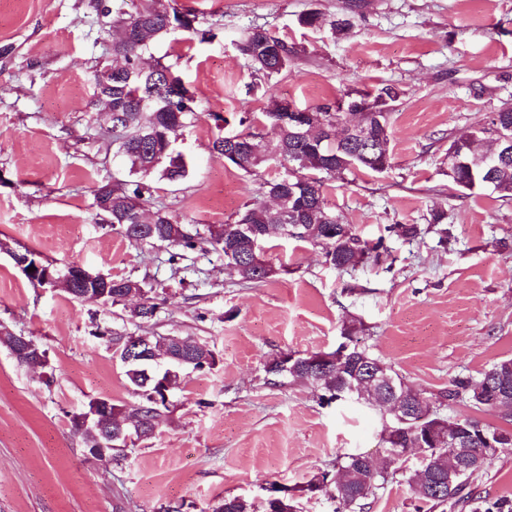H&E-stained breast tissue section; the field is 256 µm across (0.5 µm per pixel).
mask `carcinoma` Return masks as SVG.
<instances>
[{
  "label": "carcinoma",
  "mask_w": 512,
  "mask_h": 512,
  "mask_svg": "<svg viewBox=\"0 0 512 512\" xmlns=\"http://www.w3.org/2000/svg\"><path fill=\"white\" fill-rule=\"evenodd\" d=\"M121 39L112 46V83L105 87L96 85L97 94L112 104V114L117 116L119 127L112 128L113 142L118 144V151L125 159L129 173L137 176L135 180L114 181L99 185L112 193V212L105 216L112 224L119 226L124 236L139 245H166L177 248L170 254L172 264L183 258V251L194 250L201 244L209 245L214 252L226 258V263L233 267L240 280L247 283H262L274 273L273 268L263 259V245L274 236L283 235L284 225L295 226L292 238L308 242L322 249L325 261L339 271H347L364 264L368 259L379 258V246H372L362 240L349 224L340 222L327 205L325 181L336 174L348 171L343 167L336 169V156L346 152V148L328 139L325 134L308 135L302 139L286 137L288 154L272 153L261 159L259 154L251 153V134H245L243 142L237 144L239 160L233 166L246 172L268 162L274 161L283 168L277 177L268 183L283 186L286 172L284 168L291 165L298 176L320 177L317 187L308 191V198L302 207L284 216L262 204L252 203L244 206L236 214L232 224H203L188 229L178 223L166 211L159 209L150 223L142 226L139 214L152 195L151 180L154 177L169 182H179L188 174L186 161L174 153L172 135L187 124L197 112V104L186 106L180 89L181 78L175 75L173 66L157 64L145 71L140 67L141 55L149 49L150 44L175 30L194 29L196 16L182 12L176 7L157 9L144 6L136 14L120 20ZM240 52L247 57L254 71L267 77L279 74L288 67L293 50L278 39H274L262 28L247 32L239 43ZM365 102V97L355 100L338 101L319 107L320 115L333 120L344 116L343 109L351 103ZM288 103L271 101L262 112L263 120L273 126L284 112ZM473 166L458 169L450 181L461 191L491 188L503 197H512V156L498 158V148L478 154L464 152ZM496 160L494 171L487 165ZM390 165L389 150L378 154L373 151L360 157L357 169L379 172ZM493 173L492 183L484 184L483 175ZM111 281L108 300L117 303L124 299L131 288L138 294H145L142 284L125 277H109ZM355 328L344 329L343 335L350 339L348 360L341 368L317 371L307 364V357L297 356L293 361L284 363L281 358L266 364L265 371L273 383L289 377L324 391L321 401H332L336 394L346 389L351 391L355 402L379 405V398L387 395L383 385L373 388L364 386L365 370L373 368L384 372V376L400 397L416 400L419 394L408 386L391 366L375 357L370 347L358 344L353 339ZM198 361L193 365L181 363L176 359L164 358L167 367L159 373L152 372L155 362L151 360L126 362L125 376L133 392L138 396L136 410L144 418L143 433L152 436L155 423L162 410L167 408V400L158 386L161 379L177 382L180 371L188 366L194 370H203L215 365L213 353L204 345L196 346ZM509 374L512 378V358L501 359L479 373L476 378L457 377L452 381L448 391L438 397H429L433 412L423 419L421 414L410 418V422L398 425L406 439H411L412 447L448 443V432L454 427H462L469 447L484 446V436L503 431L499 425L483 423L472 418H451L441 413L445 401L466 400L477 409L489 412L498 418L512 423V401H496L491 390L496 388L501 375ZM72 427L84 441L88 451L100 447L104 442L102 430L95 427L81 428L77 422ZM388 465L380 471L370 472L355 458V453L344 452L336 456L332 468L315 475L305 486L309 493L325 492L336 503V512H350L361 502L377 494L386 481ZM448 450L442 449L435 456L420 460V467L415 472V479L430 482L428 491L419 495V500L433 507L448 501L461 503L471 512H512V499L507 497L488 498L471 488L472 480L479 474L476 469H463L460 483L452 489L439 491L435 489L437 479L448 477ZM268 492L267 512H295L292 498L288 497V488L275 482L265 486ZM215 512H252V504L247 500L233 497L224 500Z\"/></svg>",
  "instance_id": "1"
}]
</instances>
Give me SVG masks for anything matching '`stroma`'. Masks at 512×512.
Listing matches in <instances>:
<instances>
[{
  "label": "stroma",
  "instance_id": "1",
  "mask_svg": "<svg viewBox=\"0 0 512 512\" xmlns=\"http://www.w3.org/2000/svg\"><path fill=\"white\" fill-rule=\"evenodd\" d=\"M147 0H0V242L54 266L128 277L163 300L134 317L131 297L109 304L33 285L0 251V325L35 337L46 366L19 365L0 346V512H214L228 497L266 512V483L292 489L297 512H334L304 492L340 450L381 453L384 419L293 380L272 385L265 365L287 353L329 352L359 328L373 353L415 390L446 391L512 357V198L458 190L448 178V140L512 102V0H176L196 32L155 40L146 64L173 65L199 110L173 136L187 177L153 181L145 214L163 209L192 228L228 224L262 201L272 162L245 172L212 143L223 134L275 129L270 101L315 109L391 85V166L328 179L326 200L381 261L339 271L319 247L281 237L264 246L274 275L241 283L223 258L197 249L177 264L166 246L129 242L99 216L94 188L128 179L95 76L112 63L120 26ZM315 12L322 26L302 24ZM348 19L341 35L330 23ZM296 55L266 78L238 42L254 27ZM224 116L216 128L212 113ZM252 124H240L243 115ZM443 212L452 235L407 241L393 224L427 225ZM178 336L209 348L216 363L184 370L152 438L103 465L72 428L90 400L133 410L112 332ZM409 453L363 512H415ZM478 492L512 498V448L475 479Z\"/></svg>",
  "mask_w": 512,
  "mask_h": 512
}]
</instances>
